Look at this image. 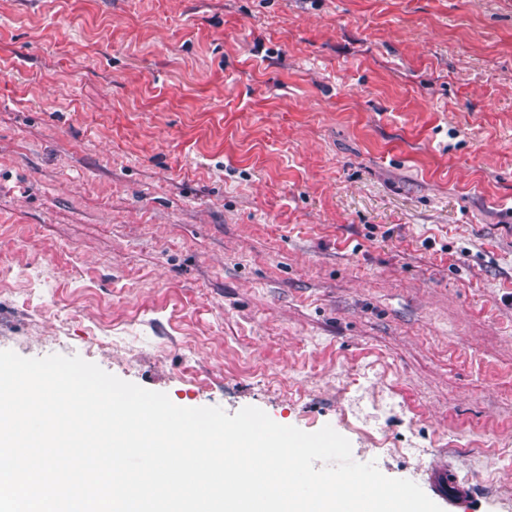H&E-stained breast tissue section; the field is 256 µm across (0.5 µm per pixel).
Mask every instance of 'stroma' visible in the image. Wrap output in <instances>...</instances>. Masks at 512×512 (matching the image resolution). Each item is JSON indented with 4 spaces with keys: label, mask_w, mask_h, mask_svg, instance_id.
Segmentation results:
<instances>
[{
    "label": "stroma",
    "mask_w": 512,
    "mask_h": 512,
    "mask_svg": "<svg viewBox=\"0 0 512 512\" xmlns=\"http://www.w3.org/2000/svg\"><path fill=\"white\" fill-rule=\"evenodd\" d=\"M0 350L512 512V0H0Z\"/></svg>",
    "instance_id": "1"
}]
</instances>
